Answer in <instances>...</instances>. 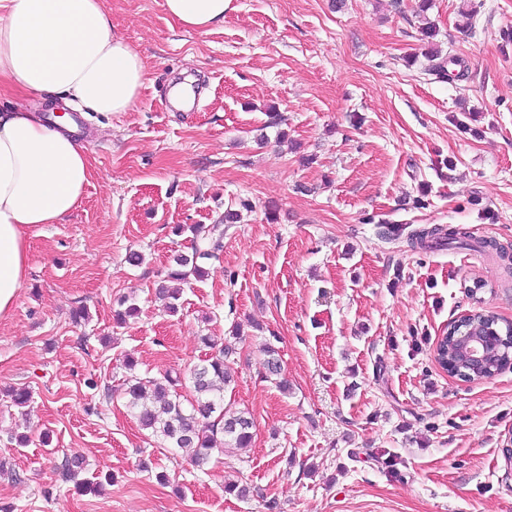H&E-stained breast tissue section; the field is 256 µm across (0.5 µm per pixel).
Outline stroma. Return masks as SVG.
<instances>
[{"mask_svg":"<svg viewBox=\"0 0 512 512\" xmlns=\"http://www.w3.org/2000/svg\"><path fill=\"white\" fill-rule=\"evenodd\" d=\"M109 6L148 83L130 111L84 112L85 194L64 222L28 232L26 278L0 318V506L512 512V367L464 382L434 359L464 313L512 324V270L387 232L452 225L512 254V0H433L423 16L415 0H227L208 33L182 29L163 0ZM433 48L464 77L437 76ZM188 76L196 103L179 110L170 86ZM228 208L241 221L209 276L167 312L156 290L190 245L173 226L215 224ZM132 250L141 265L127 263ZM121 296L140 312L119 327ZM81 307L89 320L77 325ZM205 335L232 344L225 398L254 427L250 448L199 468L150 445L122 384L199 363ZM270 345L287 391L268 376ZM12 387L31 391L26 407ZM17 432L27 446L11 442ZM71 455L99 492L58 482ZM235 482L247 498L227 492Z\"/></svg>","mask_w":512,"mask_h":512,"instance_id":"obj_1","label":"stroma"}]
</instances>
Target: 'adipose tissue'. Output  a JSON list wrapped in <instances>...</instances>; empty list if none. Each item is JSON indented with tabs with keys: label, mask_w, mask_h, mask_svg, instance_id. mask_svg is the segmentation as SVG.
Wrapping results in <instances>:
<instances>
[{
	"label": "adipose tissue",
	"mask_w": 512,
	"mask_h": 512,
	"mask_svg": "<svg viewBox=\"0 0 512 512\" xmlns=\"http://www.w3.org/2000/svg\"><path fill=\"white\" fill-rule=\"evenodd\" d=\"M226 0H164L187 30L223 24ZM147 83L142 56L114 32L107 0H0V93L126 112ZM86 148L64 121L0 109V316L22 288L27 231L62 222L89 183Z\"/></svg>",
	"instance_id": "obj_1"
}]
</instances>
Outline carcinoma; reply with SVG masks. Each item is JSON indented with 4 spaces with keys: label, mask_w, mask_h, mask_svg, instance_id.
Segmentation results:
<instances>
[{
    "label": "carcinoma",
    "mask_w": 512,
    "mask_h": 512,
    "mask_svg": "<svg viewBox=\"0 0 512 512\" xmlns=\"http://www.w3.org/2000/svg\"><path fill=\"white\" fill-rule=\"evenodd\" d=\"M238 213L224 211L219 224H185L177 232H190L192 252L175 257V268L168 278L186 282L189 278L201 280L208 272L200 261L210 259L223 248L224 232L236 223ZM412 247L437 249L440 247L466 248L490 252L497 247L492 240L472 241L471 236L451 225H433L410 233ZM479 330L491 336L487 350V362L480 374L459 378L479 380L489 378L504 369L512 361V328L501 330L498 318L483 313L464 322L461 332ZM203 342L213 352L186 372L165 371L156 378L131 377L126 383L127 408L138 420L142 429L150 432L157 442L166 448L186 452L194 464L208 462L215 448H247L251 445L253 419L242 411H232L224 406V390L232 382L226 359L233 353L228 346L218 345L211 337ZM151 390L153 400L141 402L145 390ZM85 470L84 459L74 456L65 459L59 467V476L65 481H78Z\"/></svg>",
    "instance_id": "obj_1"
}]
</instances>
